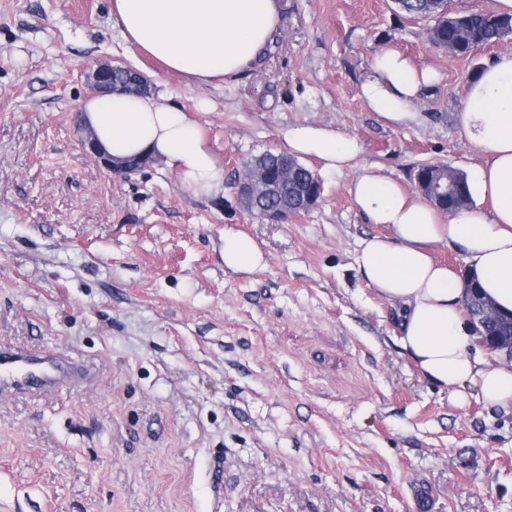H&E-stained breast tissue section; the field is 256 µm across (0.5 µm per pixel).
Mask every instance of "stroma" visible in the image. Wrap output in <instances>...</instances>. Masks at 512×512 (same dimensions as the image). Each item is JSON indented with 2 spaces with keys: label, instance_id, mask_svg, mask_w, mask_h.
I'll use <instances>...</instances> for the list:
<instances>
[{
  "label": "stroma",
  "instance_id": "35a3bbf8",
  "mask_svg": "<svg viewBox=\"0 0 512 512\" xmlns=\"http://www.w3.org/2000/svg\"><path fill=\"white\" fill-rule=\"evenodd\" d=\"M280 5L255 65L198 85L124 42L110 0H0V345L90 370L0 396V512H512V414L422 379L397 307L355 270L384 231L349 194L358 167L322 173L318 204L283 224L236 196L244 162L303 123L357 137L361 164L409 190L421 165L481 162L456 113L512 36L457 58L393 0ZM386 46L439 75L420 125H386L360 94ZM98 60L196 116L222 193L156 161L114 174L82 147ZM228 232L265 267L227 270Z\"/></svg>",
  "mask_w": 512,
  "mask_h": 512
}]
</instances>
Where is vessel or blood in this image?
I'll return each mask as SVG.
<instances>
[{
  "label": "vessel or blood",
  "mask_w": 512,
  "mask_h": 512,
  "mask_svg": "<svg viewBox=\"0 0 512 512\" xmlns=\"http://www.w3.org/2000/svg\"><path fill=\"white\" fill-rule=\"evenodd\" d=\"M88 376V368L71 358L0 349L1 395L34 392L61 385L77 386L87 380Z\"/></svg>",
  "instance_id": "b4317fda"
}]
</instances>
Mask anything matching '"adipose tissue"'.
<instances>
[{
    "instance_id": "adipose-tissue-1",
    "label": "adipose tissue",
    "mask_w": 512,
    "mask_h": 512,
    "mask_svg": "<svg viewBox=\"0 0 512 512\" xmlns=\"http://www.w3.org/2000/svg\"><path fill=\"white\" fill-rule=\"evenodd\" d=\"M112 22L123 39L194 84L235 76L257 59L280 25L279 0H112ZM436 80L399 51L376 52L361 95L392 126L420 123L414 108ZM82 121L102 152L120 162L150 156L176 173L196 195L224 190V168L198 120L158 95H94L81 106ZM456 121L483 164L466 179L469 207L441 219L424 198L408 192L375 164L360 165L357 138L309 124L284 134L290 155L317 159L327 173L357 166L349 193L370 221L389 233L362 241L355 258L367 286L401 308L399 344L420 375L466 400L474 386L490 406L512 412V362L486 353L465 313L467 280L502 312H512V52L497 54L466 84ZM463 250L466 276L437 262L433 245ZM224 265L251 273L264 265L257 242L241 233L224 236Z\"/></svg>"
}]
</instances>
